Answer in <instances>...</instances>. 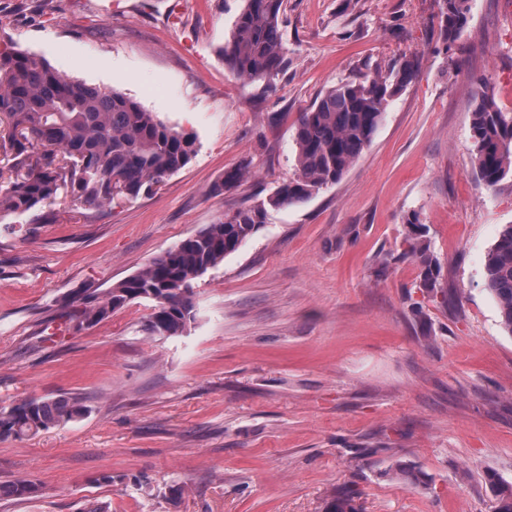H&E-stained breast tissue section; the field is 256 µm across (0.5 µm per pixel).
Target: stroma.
I'll list each match as a JSON object with an SVG mask.
<instances>
[{"mask_svg": "<svg viewBox=\"0 0 512 512\" xmlns=\"http://www.w3.org/2000/svg\"><path fill=\"white\" fill-rule=\"evenodd\" d=\"M245 5L0 0L1 47L127 94L198 144L145 196L0 223V408L49 395L87 407L0 438V483L40 487L0 512H326L348 484L361 512H492L488 475L512 482V337L484 263L512 224V181L480 180L469 124L480 76L512 112V0H470L448 52L439 0H284L288 60L271 90L220 56ZM403 52L418 76L370 146L196 281L183 335H149L153 304L139 299L62 329L85 289L109 288L287 180L299 110ZM244 162L248 182L212 194ZM414 215L453 302L429 298L403 254ZM399 461L424 486L393 479Z\"/></svg>", "mask_w": 512, "mask_h": 512, "instance_id": "stroma-1", "label": "stroma"}]
</instances>
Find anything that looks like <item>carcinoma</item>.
I'll return each instance as SVG.
<instances>
[{
    "label": "carcinoma",
    "mask_w": 512,
    "mask_h": 512,
    "mask_svg": "<svg viewBox=\"0 0 512 512\" xmlns=\"http://www.w3.org/2000/svg\"><path fill=\"white\" fill-rule=\"evenodd\" d=\"M283 0H246L230 38L221 49L226 67L247 83L271 89L286 66L279 29ZM469 0H443L442 36L451 48L468 23ZM414 57L402 55L359 81L337 84L298 113L293 140L295 173L264 198L231 209L214 224L181 240L137 273L103 292L87 289L74 315L76 327L95 325L128 303H154L146 330L154 336H180L195 319V281L236 252L267 223L268 210L295 206L338 183L370 145L390 101L416 79ZM477 86L471 112L472 163L487 186L512 178V112L503 111L485 79ZM197 152L196 138L158 119L124 93L87 85L58 73L47 61L0 49V218L36 208H52L69 197L99 210L148 194L185 168ZM251 178L250 164L224 171L212 186L221 194ZM404 254L424 269V288L438 292V261L420 229ZM486 289L496 299L499 322L512 336V224L502 228L484 263ZM85 412L76 396L41 397L0 408V438L23 439L72 421ZM392 476L409 488L424 484L413 465L398 463ZM493 512H512V483L488 477ZM39 487L30 480L0 483V497L27 499ZM357 492L340 491L327 512H359Z\"/></svg>",
    "instance_id": "obj_1"
}]
</instances>
